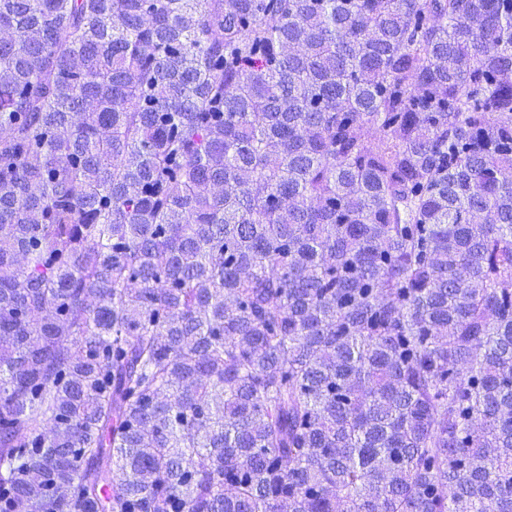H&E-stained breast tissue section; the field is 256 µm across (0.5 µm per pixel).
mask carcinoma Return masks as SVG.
I'll return each mask as SVG.
<instances>
[{
    "label": "carcinoma",
    "mask_w": 512,
    "mask_h": 512,
    "mask_svg": "<svg viewBox=\"0 0 512 512\" xmlns=\"http://www.w3.org/2000/svg\"><path fill=\"white\" fill-rule=\"evenodd\" d=\"M0 512H512V0H0Z\"/></svg>",
    "instance_id": "obj_1"
}]
</instances>
